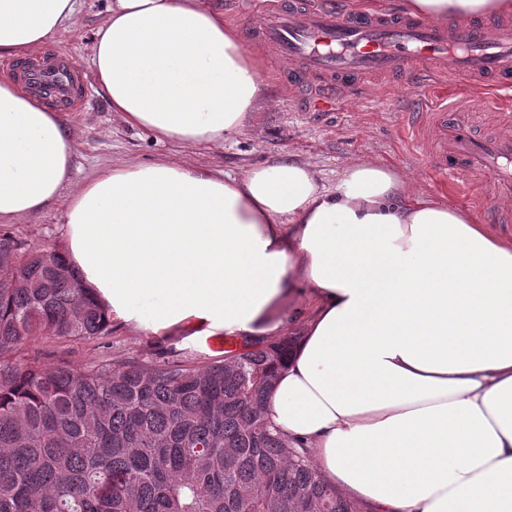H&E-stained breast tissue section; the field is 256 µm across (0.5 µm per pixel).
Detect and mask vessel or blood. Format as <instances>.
Here are the masks:
<instances>
[{
    "label": "vessel or blood",
    "mask_w": 512,
    "mask_h": 512,
    "mask_svg": "<svg viewBox=\"0 0 512 512\" xmlns=\"http://www.w3.org/2000/svg\"><path fill=\"white\" fill-rule=\"evenodd\" d=\"M229 16L252 15L248 49L276 64L296 100L328 108L367 81L411 78L421 93L404 113L408 145L447 177L454 191L490 181L481 210L512 203V20L438 23L410 14L344 10L338 0H226ZM20 78L52 88L59 111H73L83 88L65 54L27 58ZM482 108L496 131L476 137L462 113Z\"/></svg>",
    "instance_id": "obj_1"
}]
</instances>
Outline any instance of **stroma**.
<instances>
[{
    "mask_svg": "<svg viewBox=\"0 0 512 512\" xmlns=\"http://www.w3.org/2000/svg\"><path fill=\"white\" fill-rule=\"evenodd\" d=\"M105 5L106 0H81L77 24L62 27L49 41V48L67 52L81 68H88L91 38L105 18ZM260 65L271 107L252 113L247 130L223 146L210 149L177 146L130 127L98 92L93 77H86L80 100L66 116L76 143L72 185H79L103 166L174 156L231 174L271 159L304 160L313 164L318 183L329 187L335 184L348 160L370 156L407 173L423 193L447 198L451 204L471 210L469 199L451 195L442 177L420 164L400 140L399 115L412 104L411 84H404L385 108L367 107L363 97L357 95L327 111H308L289 101L271 62L264 59ZM63 224L64 211L57 204L21 219L14 229L31 246L57 248L62 243ZM32 349L48 357L68 353L79 367L107 355L147 364L181 358L203 365L224 354L223 349L212 347L199 355L181 347L179 338L150 336L117 326L101 341L67 343L45 339L35 342Z\"/></svg>",
    "mask_w": 512,
    "mask_h": 512,
    "instance_id": "stroma-1",
    "label": "stroma"
}]
</instances>
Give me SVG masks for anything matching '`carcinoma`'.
<instances>
[{"instance_id":"obj_1","label":"carcinoma","mask_w":512,"mask_h":512,"mask_svg":"<svg viewBox=\"0 0 512 512\" xmlns=\"http://www.w3.org/2000/svg\"><path fill=\"white\" fill-rule=\"evenodd\" d=\"M0 512H360L267 419L299 336L207 366L25 353L111 321L57 248L0 229Z\"/></svg>"}]
</instances>
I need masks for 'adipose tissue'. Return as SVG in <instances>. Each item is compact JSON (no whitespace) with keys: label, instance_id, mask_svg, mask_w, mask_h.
Returning a JSON list of instances; mask_svg holds the SVG:
<instances>
[{"label":"adipose tissue","instance_id":"obj_1","mask_svg":"<svg viewBox=\"0 0 512 512\" xmlns=\"http://www.w3.org/2000/svg\"><path fill=\"white\" fill-rule=\"evenodd\" d=\"M436 21L512 0H399ZM78 0H0V57L52 39ZM96 84L129 126L190 147L269 106L259 61L209 0H109ZM60 113L0 81V226L63 203L64 255L118 326L303 338L269 421L363 512H512V239L379 162L334 187L306 161L231 175L180 159L103 168L72 193Z\"/></svg>","mask_w":512,"mask_h":512}]
</instances>
